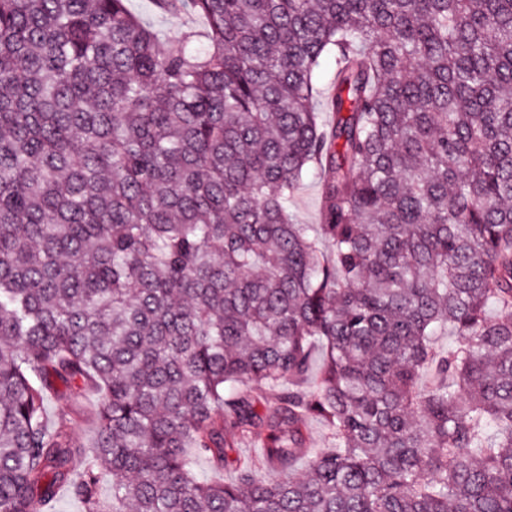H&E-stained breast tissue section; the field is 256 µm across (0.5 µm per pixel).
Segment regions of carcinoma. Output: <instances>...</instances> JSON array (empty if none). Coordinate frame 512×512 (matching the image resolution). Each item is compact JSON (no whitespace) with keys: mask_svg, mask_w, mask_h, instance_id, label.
Returning <instances> with one entry per match:
<instances>
[{"mask_svg":"<svg viewBox=\"0 0 512 512\" xmlns=\"http://www.w3.org/2000/svg\"><path fill=\"white\" fill-rule=\"evenodd\" d=\"M155 2L0 0V512H512V0ZM128 7L135 14L150 21L157 29L170 36H180L188 26L199 34L205 31V23L199 16L170 14L159 10L153 0H130ZM292 204L300 222L304 224L319 223L320 183L314 173L306 176ZM77 390L70 391L65 387H60L59 397L49 398L44 405V415L50 423L59 422L62 414H67L76 419L77 424L72 426V436L84 443L91 442L93 432L84 422H81L79 415L86 411L89 404L95 400V395L91 391H86V398L77 395Z\"/></svg>","mask_w":512,"mask_h":512,"instance_id":"cac0c4a2","label":"carcinoma"}]
</instances>
